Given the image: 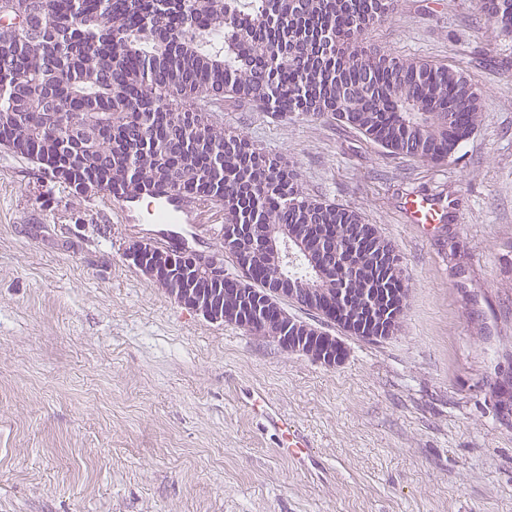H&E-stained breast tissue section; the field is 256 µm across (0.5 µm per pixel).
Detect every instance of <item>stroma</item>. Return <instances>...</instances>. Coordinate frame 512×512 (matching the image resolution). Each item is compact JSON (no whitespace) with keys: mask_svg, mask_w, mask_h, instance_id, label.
<instances>
[{"mask_svg":"<svg viewBox=\"0 0 512 512\" xmlns=\"http://www.w3.org/2000/svg\"><path fill=\"white\" fill-rule=\"evenodd\" d=\"M432 60L481 92V120L440 164L346 124L215 118L288 162L313 199L356 211L400 259L398 331L342 334L328 367L176 303L125 258L164 227L119 198L74 196L0 152V512H512V37L482 0H396L354 44ZM452 200L421 232L405 198ZM221 206L178 225L220 248ZM262 394L322 466L290 461L250 409Z\"/></svg>","mask_w":512,"mask_h":512,"instance_id":"obj_1","label":"stroma"}]
</instances>
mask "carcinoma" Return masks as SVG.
<instances>
[{
  "instance_id": "carcinoma-1",
  "label": "carcinoma",
  "mask_w": 512,
  "mask_h": 512,
  "mask_svg": "<svg viewBox=\"0 0 512 512\" xmlns=\"http://www.w3.org/2000/svg\"><path fill=\"white\" fill-rule=\"evenodd\" d=\"M488 19L512 36V0H483ZM394 0H304L298 11L275 0H0V19L27 22L9 40L0 33V148L37 161L56 182L78 189L105 182L124 195L142 188L190 194L224 207V225L254 235L260 224H294L324 244L323 264L355 255L346 283V320L356 336L394 334L408 304L403 276L374 263L365 245L374 230L353 211L313 200L288 164L257 151L212 118L224 96L262 104L274 117H332L394 154L438 163L478 124L480 92L462 72L403 57H364L344 44L381 21ZM369 93L346 108L335 80ZM96 133L95 155L68 162L69 145ZM164 144V161L154 145ZM223 163L214 187L210 174ZM192 175L167 180L165 167ZM302 281L300 261L256 265L251 294L222 288L224 308L246 317L241 327L274 339L289 320L274 294L280 279ZM376 293L368 308L364 290Z\"/></svg>"
}]
</instances>
